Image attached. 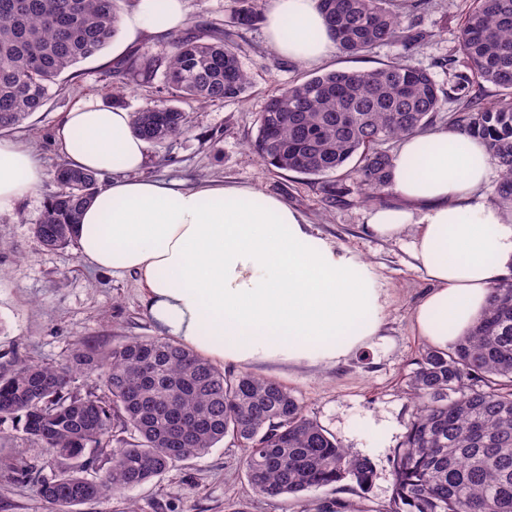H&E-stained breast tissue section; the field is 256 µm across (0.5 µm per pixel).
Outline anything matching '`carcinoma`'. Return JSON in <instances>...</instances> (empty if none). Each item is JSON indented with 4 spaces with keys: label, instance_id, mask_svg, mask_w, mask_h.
I'll return each instance as SVG.
<instances>
[{
    "label": "carcinoma",
    "instance_id": "carcinoma-1",
    "mask_svg": "<svg viewBox=\"0 0 512 512\" xmlns=\"http://www.w3.org/2000/svg\"><path fill=\"white\" fill-rule=\"evenodd\" d=\"M125 0H0V130L14 129L46 104L62 75L98 56L118 32ZM336 50L397 56L371 70L336 69L277 89L255 120L248 151L265 166L319 179L332 206L347 196L340 170L363 201L381 203L393 155L385 145L437 125L486 147L500 173L499 206L512 213V0H473L444 83L413 62L430 37L417 22L423 0H316ZM254 0H230L222 27L176 32L165 49L139 47L111 66L121 85L155 86L134 113L132 131L150 144L188 131L181 103L240 101L252 87L239 39L258 29ZM462 59L463 69L455 68ZM159 85H154L155 79ZM501 91L487 105L473 94ZM460 110L441 116L443 104ZM33 233L50 249L74 242L82 209L100 191L96 173L61 164ZM94 375L101 392H80ZM416 407L391 460L387 504L336 498L315 512H512V279L495 284L474 326L445 350L425 349L409 381ZM12 422L46 450L33 473L36 493L57 512L151 482L176 463L228 438L245 451L253 489L294 496L343 481L368 490L374 470L346 452L279 382L226 371L166 337H131L107 350L79 343L58 363L0 356V425ZM50 474L43 476L44 469Z\"/></svg>",
    "mask_w": 512,
    "mask_h": 512
}]
</instances>
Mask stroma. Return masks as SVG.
<instances>
[{
    "label": "stroma",
    "instance_id": "1",
    "mask_svg": "<svg viewBox=\"0 0 512 512\" xmlns=\"http://www.w3.org/2000/svg\"><path fill=\"white\" fill-rule=\"evenodd\" d=\"M422 26L429 39L415 57L428 67L456 51L457 33L470 0H427ZM165 39L145 33L119 31L103 53L77 63L68 73L65 89L53 92L10 138L38 152L46 177L42 186L12 209L0 211V354L40 363H54L77 342L109 348L130 337L157 335L134 276L112 275L89 268L77 246L46 249L32 227L48 198L57 190L52 178L63 156L53 144L64 114L93 100L113 107L117 80L110 72L113 59L141 46L159 50ZM241 61L251 73L253 88L241 102H215L190 107L186 134L146 147L142 176L195 183L215 181L250 186L281 198L301 212L314 230L334 246L351 251L371 264L387 302L380 336L357 354L335 366H296L265 363L248 366L255 376L276 380L304 404L307 414L332 433L350 454L368 457L374 477L368 493L355 484L343 490L321 488L305 497H266L256 493L242 467L243 448L223 440L207 454L187 459L151 483L123 495L78 506L77 512H301L304 504L340 497L373 505L388 501L392 492L390 460L412 419L407 395L413 361L426 343L416 336L412 314L429 283L414 269L410 235L378 237L366 225L371 203L350 188L346 203L327 206L314 178L262 166L246 145L255 135V119L277 88L334 69L366 70L390 61L384 48L352 58L331 51L316 64H303L274 53L263 30L243 32ZM384 428L381 441H371L363 428ZM0 512H54L31 482L0 473Z\"/></svg>",
    "mask_w": 512,
    "mask_h": 512
}]
</instances>
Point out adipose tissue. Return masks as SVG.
<instances>
[{
	"label": "adipose tissue",
	"mask_w": 512,
	"mask_h": 512,
	"mask_svg": "<svg viewBox=\"0 0 512 512\" xmlns=\"http://www.w3.org/2000/svg\"><path fill=\"white\" fill-rule=\"evenodd\" d=\"M184 0H139L127 32L179 30ZM265 35L282 57L315 63L333 41L315 0H271ZM121 108L84 103L55 131L69 165L106 185L75 228L81 259L137 276L163 335L213 362L336 365L382 330L385 300L371 266L315 234L281 199L247 186H187L139 172L146 143ZM396 202L373 207L371 232L412 234L414 265L431 284L414 309L418 336L447 348L484 312L490 287L512 275V224L483 189L485 146L439 128L399 141ZM40 155L0 138V210L37 188Z\"/></svg>",
	"instance_id": "adipose-tissue-1"
}]
</instances>
